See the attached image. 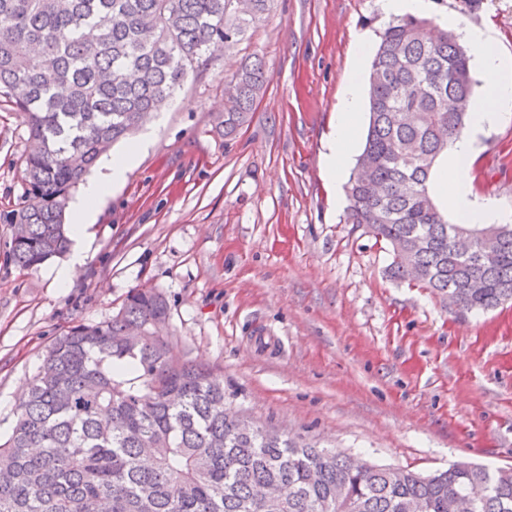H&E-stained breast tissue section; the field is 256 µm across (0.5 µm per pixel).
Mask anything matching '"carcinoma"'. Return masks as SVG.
<instances>
[{
  "label": "carcinoma",
  "mask_w": 512,
  "mask_h": 512,
  "mask_svg": "<svg viewBox=\"0 0 512 512\" xmlns=\"http://www.w3.org/2000/svg\"><path fill=\"white\" fill-rule=\"evenodd\" d=\"M232 0H0V102L28 132L25 200L9 216L24 269L64 256L70 192L111 144L161 110L212 47L231 48L272 0L235 16ZM265 83L246 60L224 86V136L248 120ZM471 57L452 30L407 15L371 62L369 124L346 223L388 246L386 274L461 312L512 301V224L487 248L482 225L450 224L429 190L434 167L475 105ZM473 235L481 262L453 253ZM163 295L134 288L112 319L77 324L48 346L11 434L0 442V512H512V468L459 462L423 475L353 460L271 427L240 429L224 386L175 360L153 324ZM132 326L145 329L133 342Z\"/></svg>",
  "instance_id": "cac0c4a2"
}]
</instances>
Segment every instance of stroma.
Returning a JSON list of instances; mask_svg holds the SVG:
<instances>
[{
	"label": "stroma",
	"instance_id": "obj_1",
	"mask_svg": "<svg viewBox=\"0 0 512 512\" xmlns=\"http://www.w3.org/2000/svg\"><path fill=\"white\" fill-rule=\"evenodd\" d=\"M450 15L512 55V0H432L429 19ZM388 24L378 0H273L144 127L149 145L81 240L68 288L56 285L66 258L32 270L9 258L28 134L0 103V438L57 336L154 288L173 357L212 367L247 421L424 474L512 467V302L463 315L389 280L384 242L345 223V185L325 177L343 94L368 83L358 42L377 46ZM252 54L267 83L222 136L224 84ZM471 177L478 202L512 209V118L487 130Z\"/></svg>",
	"mask_w": 512,
	"mask_h": 512
}]
</instances>
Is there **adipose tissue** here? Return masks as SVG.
<instances>
[{
	"instance_id": "1",
	"label": "adipose tissue",
	"mask_w": 512,
	"mask_h": 512,
	"mask_svg": "<svg viewBox=\"0 0 512 512\" xmlns=\"http://www.w3.org/2000/svg\"><path fill=\"white\" fill-rule=\"evenodd\" d=\"M465 40L482 62L489 78L485 97L470 112L468 129L454 142L440 175L443 201L457 223L469 224L473 219L493 224L505 221L506 213L493 204L476 206L473 199L469 162L475 154L480 136L512 106V62L493 52L490 36L481 28L465 30ZM360 88L351 85L341 101L340 120L324 155V170L329 179H336L342 171L348 150L356 135ZM143 148L134 143L124 151L112 154L100 174L87 180L71 208L73 237H82L89 224L96 220L97 210L112 188L122 185L136 164Z\"/></svg>"
}]
</instances>
